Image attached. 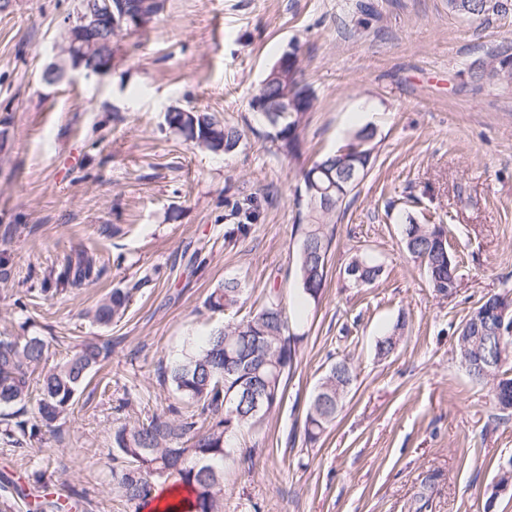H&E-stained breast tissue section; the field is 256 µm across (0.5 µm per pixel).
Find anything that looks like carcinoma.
I'll use <instances>...</instances> for the list:
<instances>
[{
  "instance_id": "1",
  "label": "carcinoma",
  "mask_w": 512,
  "mask_h": 512,
  "mask_svg": "<svg viewBox=\"0 0 512 512\" xmlns=\"http://www.w3.org/2000/svg\"><path fill=\"white\" fill-rule=\"evenodd\" d=\"M448 9L468 20L487 21L512 12V0H448ZM512 76V43L501 46L487 60L474 62L472 75L478 80H498L503 74ZM296 112H266L262 114L264 136L288 156L299 157L300 134L314 107V95L304 83L302 71L290 81ZM197 126L183 112H168L165 121L173 132L189 140L193 131L207 128L211 138L203 149L217 154L233 152L242 134L216 115L196 112ZM374 127L365 125L353 130L335 151L327 153L308 168L301 169L306 198L323 197L330 190L333 206L324 209L308 204L307 213L296 225L299 235L295 253L300 308L318 303L329 274V254L335 237L331 215L342 210L348 196L364 179L374 161ZM229 217L237 220L235 230L247 233L254 216L252 200L228 202ZM447 237L440 224L402 225V249L420 264L427 283L436 295L448 298L456 293L459 264L450 250L440 251L437 238ZM103 267L85 251L69 260L60 275L63 283L79 286L92 277H100ZM384 273V264L374 255L357 250L344 268L343 279L353 288L374 284ZM245 284L238 278H226L207 300L214 312L230 319L223 327L213 330L204 345L166 368L163 382L169 383L190 409L172 410V417L153 415L132 425H122L112 432V483L127 503L141 510L153 499L155 484L174 481L192 491L188 512H224L221 495L224 470L221 463L231 455L229 434L239 428H252L263 417L280 406L284 399L283 380L293 367L301 335L288 319L278 295L269 292L266 302L258 309L240 317L245 304ZM131 298V290L114 288L92 312V319L108 326L121 317ZM509 308L510 315L502 319L494 314L500 307ZM512 292L484 297L462 322L457 332L456 349L460 359L481 356L490 364L486 377L474 372L468 376L476 382L492 383L493 402L498 409L512 414V374L503 365L512 362ZM406 317L401 315L375 344V355L386 358L396 352L404 337ZM48 346L39 336H0V406H10L29 400L37 393L36 414L39 422H16L23 435L35 437L41 426H52L76 402L89 374L109 354L106 343L85 342L72 354L40 374L36 368L47 359ZM357 374L347 358L331 364L309 400L304 421L305 439L317 442L336 421L352 391ZM254 386L261 396L260 410L250 413V404L243 403L246 387ZM438 474L431 473L421 480L415 493V512H424ZM512 490V464L501 463L498 479L492 486L494 499Z\"/></svg>"
}]
</instances>
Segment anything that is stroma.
<instances>
[{
	"label": "stroma",
	"mask_w": 512,
	"mask_h": 512,
	"mask_svg": "<svg viewBox=\"0 0 512 512\" xmlns=\"http://www.w3.org/2000/svg\"><path fill=\"white\" fill-rule=\"evenodd\" d=\"M354 3L164 0L148 27L117 39L111 71L73 69L55 83L44 70L78 0L0 10V333L43 337L52 364L88 340L112 349L55 431L9 442L5 427L34 420V404L0 407V476L23 489L19 512H36L43 491L70 512H134L112 485L113 429L178 404L160 369L223 325L205 300L225 278L242 280L249 308L273 290L294 313L300 169L367 124L376 161L332 218L326 288L298 323L283 402L231 439L224 512H414L432 472L427 512H512V496H490L512 457V415L456 349L478 301L512 288V85L470 73L512 41V14L466 22L448 0H372L366 16ZM293 47L314 93L296 160L259 137L250 107ZM171 106L238 127L240 146L224 155L185 142L165 124ZM246 197L258 217L229 237L226 201ZM409 215L450 229L453 297L436 296L402 253ZM360 247L385 273L349 288L340 272ZM81 250L104 265L101 277L44 292ZM128 287L124 316L93 323L89 310ZM402 314L400 348L377 358L378 337ZM343 357L357 384L307 444L309 399Z\"/></svg>",
	"instance_id": "obj_1"
}]
</instances>
